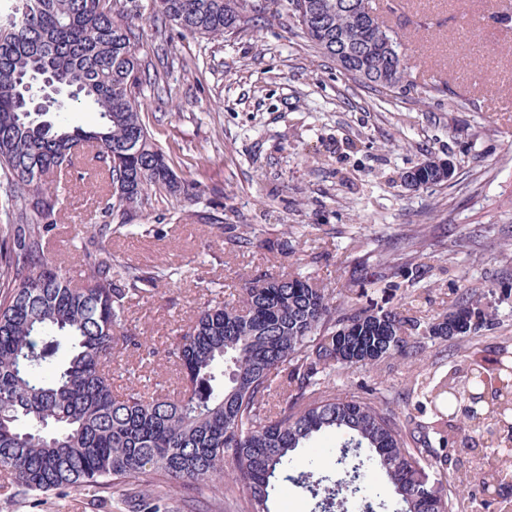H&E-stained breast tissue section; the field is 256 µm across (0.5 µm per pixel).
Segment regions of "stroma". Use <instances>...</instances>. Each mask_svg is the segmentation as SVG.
I'll list each match as a JSON object with an SVG mask.
<instances>
[{
    "label": "stroma",
    "instance_id": "stroma-1",
    "mask_svg": "<svg viewBox=\"0 0 512 512\" xmlns=\"http://www.w3.org/2000/svg\"><path fill=\"white\" fill-rule=\"evenodd\" d=\"M397 36L410 68L402 87L371 93L304 37L287 12L269 13L242 36L198 39L131 16L143 68L159 73L140 99L150 134L169 148L177 175L196 185L190 199L147 206L133 224L95 238L106 187L96 162L63 178L59 219L44 257L72 285L86 273L84 245L96 239L114 264L152 273L128 298L129 333L156 348L150 367L127 348L112 374L115 392L130 378L179 393L167 349L179 325L207 295L237 299L243 278L299 272L337 292H360L362 267L386 255L374 297L406 317L448 311L464 289L492 290L499 322L470 336L424 340L422 357L337 376V387L378 391L384 408L440 432L410 379L466 367L469 355L512 344V19L504 0H371ZM181 101L171 110L169 98ZM448 160L453 177L408 188L404 172ZM245 235L250 247L235 245ZM360 246L347 251L349 239ZM417 262L413 278L402 265ZM0 512H107L78 491L52 494L32 510L10 491Z\"/></svg>",
    "mask_w": 512,
    "mask_h": 512
}]
</instances>
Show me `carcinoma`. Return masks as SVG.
<instances>
[{"instance_id": "obj_1", "label": "carcinoma", "mask_w": 512, "mask_h": 512, "mask_svg": "<svg viewBox=\"0 0 512 512\" xmlns=\"http://www.w3.org/2000/svg\"><path fill=\"white\" fill-rule=\"evenodd\" d=\"M357 0H288L290 16L328 57L340 35L354 55L348 63L373 74L368 87L393 91L407 72L404 59L378 43L379 23H360ZM154 21L206 37L241 35L281 0H254L240 16L238 0H154ZM140 10L139 0H10L0 19V475L32 508L66 489L97 497L116 494L129 505L127 486L147 492L145 512H167L173 489L208 490L205 512H273L281 483L293 479L294 453L321 433L346 436L341 458L358 464L336 473L328 496L347 490L365 501L370 476L392 487L395 512H453L452 499L484 489L512 470V457L491 469L475 463L473 481H449L443 498L428 487L425 464H438L429 435L405 426L376 397L337 392L325 381L353 366H374L419 355V337L466 336L498 320L483 292L466 290L448 313L406 319L379 303L337 311L333 291L308 276L288 273L242 280L233 302L211 298L172 338L169 358L185 383L177 400L132 380L112 390L120 339L139 358L153 347L124 328L127 298L147 280L123 275L112 253L83 251L87 275L74 287L43 258V238L59 216L58 178L85 147L111 187L101 207L103 235L112 224L136 220L152 200L190 195L166 151L152 141L149 114L139 102L145 83L136 34L116 19ZM77 100L100 114L85 130L60 118L23 111V80L41 65ZM451 163L427 160L410 171L421 187L449 180ZM475 381L454 368L423 392L429 405L466 403ZM497 410L463 414L439 444L453 448L464 431L491 428Z\"/></svg>"}]
</instances>
